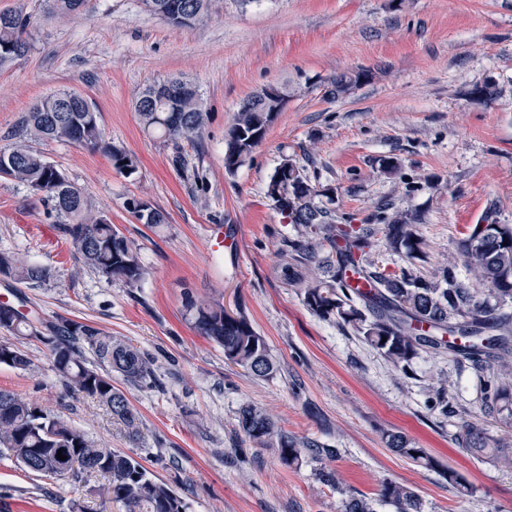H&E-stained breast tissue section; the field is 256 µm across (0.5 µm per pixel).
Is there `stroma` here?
Returning a JSON list of instances; mask_svg holds the SVG:
<instances>
[{"mask_svg": "<svg viewBox=\"0 0 512 512\" xmlns=\"http://www.w3.org/2000/svg\"><path fill=\"white\" fill-rule=\"evenodd\" d=\"M95 13L65 19L43 0H0L24 8L30 50L0 70V147L19 117L50 93L71 89L96 103L109 141L134 154L128 178L100 151L69 142H34L120 232L139 248L146 277L138 288L76 271L72 244L25 185L0 178V250L55 269L49 285L6 287L29 314L93 321L153 358L157 381L128 388L140 417L132 442L105 407L67 397L45 346L26 345L39 367L28 375L0 367V389L50 407L108 446L136 452L163 480L178 476L186 512H339L342 495L377 497L393 481L414 489L424 512H512V467L454 441L467 420L512 448L477 399L471 369L422 354L403 374L351 328L312 315L284 275L283 245L293 225L266 194L282 158L333 188L339 211L367 219L378 201L418 210L429 275L457 253L467 226L489 205L512 224V0H221L217 15L178 28L142 0H94ZM367 70L350 96L325 99L336 74ZM195 83L208 114L202 137L166 141L146 133L134 110L150 82ZM495 83L484 103L472 91ZM287 87L288 102L262 145L235 174L224 170V137L248 96ZM396 156L401 177L378 170ZM417 189L406 194V181ZM141 197L168 223L148 225L127 209ZM209 224L224 225L241 248L216 251ZM242 308L265 337L278 370L245 372L193 329L186 296ZM445 380L453 414L430 409L428 389ZM259 407L288 436L336 449L324 484L316 464L284 466L238 430L242 405ZM399 432L431 455V467L393 453L384 432ZM454 468L469 490L448 485ZM84 487L52 482L0 459V512H72Z\"/></svg>", "mask_w": 512, "mask_h": 512, "instance_id": "obj_1", "label": "stroma"}]
</instances>
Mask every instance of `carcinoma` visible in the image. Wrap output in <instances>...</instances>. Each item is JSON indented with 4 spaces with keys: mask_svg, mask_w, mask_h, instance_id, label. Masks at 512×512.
<instances>
[{
    "mask_svg": "<svg viewBox=\"0 0 512 512\" xmlns=\"http://www.w3.org/2000/svg\"><path fill=\"white\" fill-rule=\"evenodd\" d=\"M149 12L179 28H192L209 20L219 10V0H144ZM52 12L67 18L87 14L91 0H50ZM31 16L18 8L0 12V70L9 67L30 50L25 38ZM365 71L343 72L328 79L324 95L340 99L352 94ZM165 95H156V83L146 85L135 100V112L143 127L166 140L194 141L205 122L196 85L173 77ZM277 113L254 94L241 104L224 138V170L234 174L265 140ZM79 132V145L105 153L112 166L129 178L138 172L135 157L108 141L94 102L62 90L35 103L20 116L14 142L0 148V177L25 185L55 212L62 234L77 251L79 266L111 284L136 288L146 269L135 243L127 239L106 215L94 210L83 191L63 171L32 149L28 140L61 141L66 129ZM331 189L313 183L304 167L285 158L275 168L266 186L283 217L293 224L297 237L286 247L295 261L314 265L321 276L303 281L296 267L288 265V284L301 288L307 310L323 321L351 327L365 343L382 354L404 374L422 352L463 366L470 365L479 385L480 399L499 427L512 429V380L504 371L512 359V314L500 308L512 303V224H499L498 210L489 205L481 222L468 227L457 242V259L436 270L431 277L415 271L427 259L426 242L420 232L422 216L412 209L389 204L376 207L372 222L355 223L354 215L328 207ZM128 207L143 224H166L167 215L142 198ZM384 233V239L377 238ZM404 257L409 267L388 272L372 259L373 249ZM471 273L481 287L461 279L458 267ZM55 277L48 266L34 263L16 252H0V280L44 286ZM186 312L194 328L224 350V359L250 374L271 378L276 362L268 344L241 310L229 313L214 301L197 304L188 299ZM0 330L12 336L34 339L47 347L53 367L72 397L90 398L104 404L113 418L127 428L129 438H140L139 419L127 395L112 384L118 374L128 386L154 383L155 361L125 339L114 336L90 321L66 317L32 319L10 303H0ZM0 365L34 374L38 366L23 346L0 339ZM429 406L442 416L451 405L448 389L431 390ZM238 430L258 445L276 443L279 459L287 467L299 465L302 454L318 462L336 455V449L317 442H299L282 433L275 422L253 405L238 410ZM387 447L426 466L432 457L399 433L386 432ZM456 441L462 448L486 454L512 466V456L502 454L485 429L464 421ZM66 459H57V452ZM7 458L47 480L78 483L100 475L103 490L122 512H185L183 498L170 482L155 477L142 457L129 454L90 438L60 414L15 391L0 389V459ZM378 504L394 512H423L421 498L409 487L387 481ZM341 512H377L375 503L363 495L347 492Z\"/></svg>",
    "mask_w": 512,
    "mask_h": 512,
    "instance_id": "cac0c4a2",
    "label": "carcinoma"
}]
</instances>
